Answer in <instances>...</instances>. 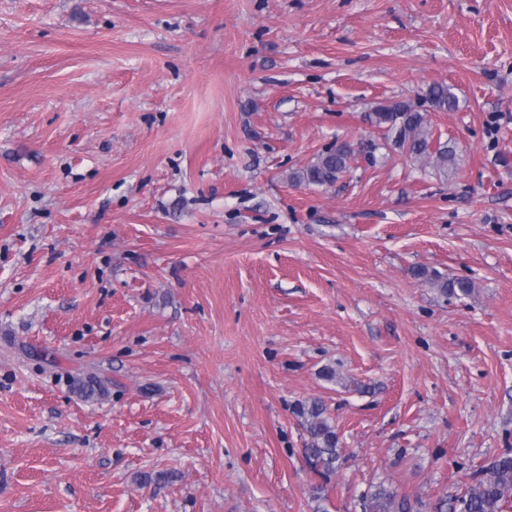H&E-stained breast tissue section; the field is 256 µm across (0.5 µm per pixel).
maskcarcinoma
I'll use <instances>...</instances> for the list:
<instances>
[{
    "label": "carcinoma",
    "mask_w": 512,
    "mask_h": 512,
    "mask_svg": "<svg viewBox=\"0 0 512 512\" xmlns=\"http://www.w3.org/2000/svg\"><path fill=\"white\" fill-rule=\"evenodd\" d=\"M426 100L436 112L458 109L459 99L452 89L443 84L433 85ZM370 123L385 132L393 146L418 163L425 162L433 169L445 173L456 164L453 147L433 138L428 113L422 112L406 101H394L377 106L369 113ZM355 148L348 142L333 144L319 153L306 168L294 172L289 181L297 186L334 184L350 168ZM414 276L422 279L450 297L465 298L473 294L476 285L468 277L444 278L435 272L420 268ZM76 391L86 399H96L105 389L94 376L80 380ZM308 440L302 449L308 469L322 482L311 488L315 512H329L325 483L336 474L345 456L339 448V437L326 405L320 400L301 403L296 408ZM512 504V454L505 453L480 470L464 490L450 498H441L431 512H504ZM423 501L411 500L383 485H378L365 497L364 512H424Z\"/></svg>",
    "instance_id": "1"
}]
</instances>
